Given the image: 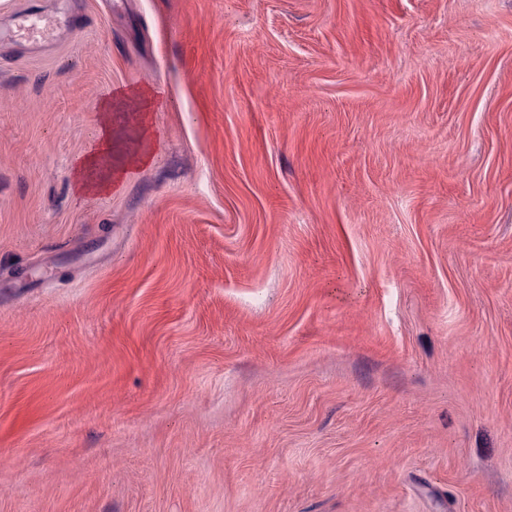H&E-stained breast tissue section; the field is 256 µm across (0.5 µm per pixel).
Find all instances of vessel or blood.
Instances as JSON below:
<instances>
[{"instance_id": "obj_1", "label": "vessel or blood", "mask_w": 512, "mask_h": 512, "mask_svg": "<svg viewBox=\"0 0 512 512\" xmlns=\"http://www.w3.org/2000/svg\"><path fill=\"white\" fill-rule=\"evenodd\" d=\"M80 17L60 11L24 9L13 13L9 28L0 31V44L34 49L55 41L59 31L80 25Z\"/></svg>"}]
</instances>
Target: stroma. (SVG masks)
<instances>
[{"label":"stroma","mask_w":512,"mask_h":512,"mask_svg":"<svg viewBox=\"0 0 512 512\" xmlns=\"http://www.w3.org/2000/svg\"><path fill=\"white\" fill-rule=\"evenodd\" d=\"M0 512H512V0H0ZM115 152L80 192L113 91ZM86 20L69 12L24 9L13 12L11 25L0 32L5 41L25 49H34L56 40L64 28L85 25ZM112 101L104 106L98 127V146L89 155L81 158L76 165L77 183L81 190L102 193L112 187L114 175L119 178L127 168L118 160L113 163ZM117 178V179H119Z\"/></svg>","instance_id":"stroma-1"}]
</instances>
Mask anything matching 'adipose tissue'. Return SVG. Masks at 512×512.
Masks as SVG:
<instances>
[{"mask_svg": "<svg viewBox=\"0 0 512 512\" xmlns=\"http://www.w3.org/2000/svg\"><path fill=\"white\" fill-rule=\"evenodd\" d=\"M122 163L113 159L112 117L103 112L98 127V146L76 165L77 183L81 190L102 193L112 186L113 177L125 174Z\"/></svg>", "mask_w": 512, "mask_h": 512, "instance_id": "adipose-tissue-1", "label": "adipose tissue"}]
</instances>
